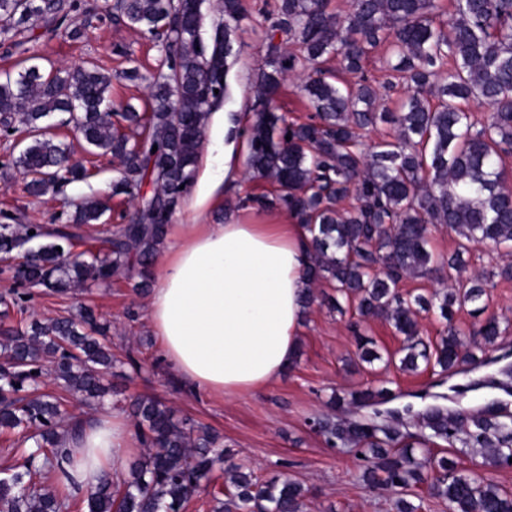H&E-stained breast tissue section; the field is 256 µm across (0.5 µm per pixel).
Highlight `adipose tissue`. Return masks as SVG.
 Returning a JSON list of instances; mask_svg holds the SVG:
<instances>
[{"label":"adipose tissue","mask_w":512,"mask_h":512,"mask_svg":"<svg viewBox=\"0 0 512 512\" xmlns=\"http://www.w3.org/2000/svg\"><path fill=\"white\" fill-rule=\"evenodd\" d=\"M308 234L300 224H179L167 235L149 292L150 328L164 359L194 389L239 395L293 365L308 311ZM70 471L96 487L104 463L134 449L120 411H103L76 443Z\"/></svg>","instance_id":"obj_1"}]
</instances>
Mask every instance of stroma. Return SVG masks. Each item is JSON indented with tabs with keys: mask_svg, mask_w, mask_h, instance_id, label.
<instances>
[{
	"mask_svg": "<svg viewBox=\"0 0 512 512\" xmlns=\"http://www.w3.org/2000/svg\"><path fill=\"white\" fill-rule=\"evenodd\" d=\"M85 2L90 11L77 13V36L65 32L45 35L44 24L38 21L18 34L16 41L0 39V70L13 67L28 52L38 55L43 67L56 70L95 62L112 74L114 105L128 103L144 109L149 95L146 77L162 55L160 47L149 35L113 21V0ZM248 2L249 15L240 22L232 40L228 96L214 106L215 111L230 113L236 123V151L242 163L248 156L245 129L257 106L253 86L266 61L273 23L264 11V0ZM135 65L143 75L136 83L122 76ZM18 141V135L0 134V217L9 213L31 224L60 226L67 221L71 202L92 194L108 195L118 176L116 163L101 156L87 181L68 184L39 198L27 196L22 191L24 178L12 164ZM271 190L269 182L247 171L201 210H191L187 200H180L172 221L211 224L220 216L241 224L291 223L284 210L259 211L245 205L247 195ZM330 292L328 284L315 285V300L302 326L299 355L286 375L248 393L220 396L193 392L181 384L177 372L163 361L159 343L151 334L145 295L134 294L124 278H113L106 285L88 281L61 297L22 286L13 269L0 268V315H5L7 323L44 322L67 312L92 310L107 323L112 351L122 360L112 384L130 394L154 397L177 416L217 431L236 461L245 463L259 480L278 477L301 483L306 491L303 512H393L391 492L363 485V460L353 449L328 445L316 422L347 417V406L334 405V398L367 388L386 390L379 410L391 413L393 425L414 435L419 432V415L432 407L466 415L493 401L512 406V394L495 386L505 370L512 368V281L498 282L488 291V310L498 316L501 334L494 345L486 347L483 364L453 374L439 373L430 366L415 372L402 370V337L392 325L381 318L360 320L349 303L342 310L331 309L325 300ZM19 295L25 298L20 308L14 303ZM361 336L371 339L378 360L360 361L357 339ZM444 456L454 459L463 472L493 476L504 492L512 494V468L489 466L483 453L464 454L440 440L414 450L415 459L425 466Z\"/></svg>",
	"mask_w": 512,
	"mask_h": 512,
	"instance_id": "35a3bbf8",
	"label": "stroma"
}]
</instances>
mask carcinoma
<instances>
[{
	"label": "carcinoma",
	"mask_w": 512,
	"mask_h": 512,
	"mask_svg": "<svg viewBox=\"0 0 512 512\" xmlns=\"http://www.w3.org/2000/svg\"><path fill=\"white\" fill-rule=\"evenodd\" d=\"M186 2L113 5L116 20L145 31L164 51L143 112L131 106L112 112L111 76L95 64L48 74L29 64L0 74V130L23 134L12 159L25 177L23 192L41 197L92 176L52 132L48 120L64 113L62 124L72 126L90 155L118 161L111 196L134 202L100 247L80 252L76 242L93 238L109 200L82 199L66 227L0 224V253L40 241L25 252L20 283L65 294L89 279L107 283L121 275L139 278L138 293L150 288L172 212L193 182L206 117L228 91L231 32L248 14L246 0H222L224 21L207 43L202 0ZM80 8L77 0H0V35H15L30 21L55 32ZM268 13L276 22L255 83L262 109L246 134L248 167L274 185L275 194L251 201L279 206L305 226L311 282L328 283L356 303L361 318L383 317L404 336L402 369L417 370L420 359L442 373L478 363L475 351L462 349L451 322L454 310L468 305L473 317L484 316L493 279L512 281L511 262L461 278L473 246L512 251V189L504 181L505 159L512 156V0H448L446 6L441 0H353L345 13L328 11L327 0H274ZM277 33L288 47L274 42ZM376 52L385 66L369 77L364 68ZM332 58L339 61L336 70L326 67ZM294 74L305 75L299 90L314 110L304 122L288 120L275 103ZM399 91L395 107L384 106ZM472 102L488 112L476 117L468 111ZM384 127L390 132L370 138ZM437 226L459 237L446 256L429 250ZM437 273L458 287L413 297L400 291L406 278ZM436 309L449 325L431 353L419 339L418 318ZM106 331L87 310L28 328L0 327V434L17 431L22 443L33 442L22 449L21 464L0 469V512H63L77 496L85 512H184L221 463L228 494L212 493V512H226L231 502L242 512H301L299 483L254 481L245 464L226 456L217 435L148 396L128 405L148 453L122 485L107 476L79 491L68 471L67 442L79 436L84 419L67 410L64 396L40 391V378L48 363L63 391L92 409L101 406L114 362ZM499 334L494 315L471 332L485 344ZM319 427L326 443L350 445L367 459L361 481L391 490L394 512H417L405 495L425 477L407 435L352 417ZM420 427L425 442L487 448L494 466H509L512 418L499 408L461 418L434 407L421 415ZM438 468L429 493L447 502L448 512H512V495L492 478L459 474L445 457Z\"/></svg>",
	"instance_id": "carcinoma-1"
}]
</instances>
